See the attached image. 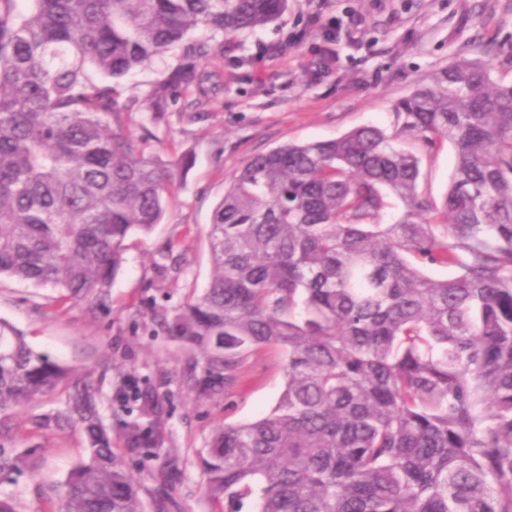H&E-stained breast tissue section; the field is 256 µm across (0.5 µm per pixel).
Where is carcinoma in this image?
I'll use <instances>...</instances> for the list:
<instances>
[{"label":"carcinoma","instance_id":"obj_1","mask_svg":"<svg viewBox=\"0 0 512 512\" xmlns=\"http://www.w3.org/2000/svg\"><path fill=\"white\" fill-rule=\"evenodd\" d=\"M17 2L0 0V278L95 314L126 240L161 223L193 163L148 156L122 131L112 80L176 49L144 101L157 121L173 94L191 108L198 61H222L224 37L274 23L288 0H31L26 14ZM392 117L252 157L214 210L210 281L170 329L210 377L254 348L286 357L274 409L197 453L224 512H512V82L459 58ZM409 138L456 148L440 209ZM392 197L402 211L384 224ZM115 398L138 408L127 450L160 444L135 376ZM99 400L91 372L0 320V434L42 401L58 407L31 415L32 430L84 434L56 512H147ZM38 464L34 448H0V474Z\"/></svg>","mask_w":512,"mask_h":512}]
</instances>
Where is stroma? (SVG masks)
<instances>
[{
    "instance_id": "35a3bbf8",
    "label": "stroma",
    "mask_w": 512,
    "mask_h": 512,
    "mask_svg": "<svg viewBox=\"0 0 512 512\" xmlns=\"http://www.w3.org/2000/svg\"><path fill=\"white\" fill-rule=\"evenodd\" d=\"M460 57L490 62L493 79L512 82V0H288L276 22L226 37L223 65L200 64L214 75L212 90L188 112L170 103L160 121L142 94L178 63V52L119 81L123 131L143 139L148 155L171 160L188 152L194 164L161 224L127 240L109 311L91 315L57 301L51 289L2 278L0 320L35 351L91 372L116 442L129 416L113 398L114 385L130 373L150 390L163 434L150 466L170 474L172 512H224L206 492L197 452L218 426L268 414L285 385L284 356L268 346L209 389L203 353L153 316L157 309L176 314L207 286V232L232 178L254 155L284 144L390 126L395 103ZM404 147L422 159V191L442 201L455 167L452 144L429 148L409 139ZM29 416L19 412L10 445L36 449L39 467L0 478V495L21 512H54L56 490L82 459L84 438L77 430L30 432Z\"/></svg>"
}]
</instances>
